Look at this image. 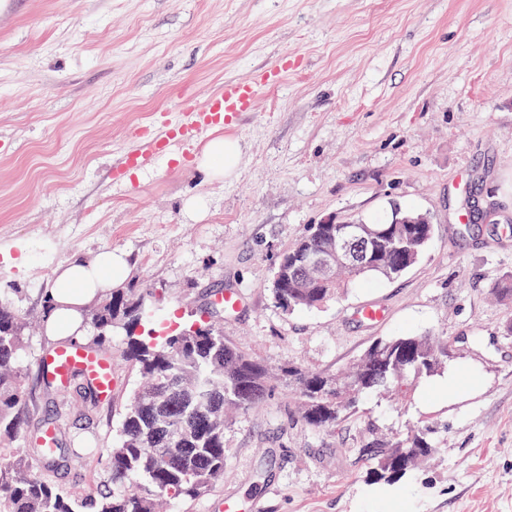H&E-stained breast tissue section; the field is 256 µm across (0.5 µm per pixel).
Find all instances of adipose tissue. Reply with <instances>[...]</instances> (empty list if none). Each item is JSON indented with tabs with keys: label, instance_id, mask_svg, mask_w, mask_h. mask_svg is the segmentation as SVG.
<instances>
[{
	"label": "adipose tissue",
	"instance_id": "obj_1",
	"mask_svg": "<svg viewBox=\"0 0 512 512\" xmlns=\"http://www.w3.org/2000/svg\"><path fill=\"white\" fill-rule=\"evenodd\" d=\"M240 156L239 142L220 135L205 145L197 166L208 179L225 180L236 174ZM129 272L126 254L117 249L99 253L90 261L74 258L58 266L46 292L54 303L45 324L46 335L83 336L85 309L122 287Z\"/></svg>",
	"mask_w": 512,
	"mask_h": 512
}]
</instances>
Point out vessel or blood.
Segmentation results:
<instances>
[{"label":"vessel or blood","mask_w":512,"mask_h":512,"mask_svg":"<svg viewBox=\"0 0 512 512\" xmlns=\"http://www.w3.org/2000/svg\"><path fill=\"white\" fill-rule=\"evenodd\" d=\"M277 78V72L268 71L247 80L225 82L223 88L202 103L184 98L181 109L189 114V122L162 125L147 141L148 150L162 156L167 154L171 144L184 145L193 141L201 129L231 124L243 113L254 111L263 88L272 85ZM51 361L58 385H65L73 371L81 370L93 380L102 395L111 394V361L96 357L76 344L58 348Z\"/></svg>","instance_id":"obj_1"}]
</instances>
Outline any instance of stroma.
I'll return each instance as SVG.
<instances>
[{
	"instance_id": "35a3bbf8",
	"label": "stroma",
	"mask_w": 512,
	"mask_h": 512,
	"mask_svg": "<svg viewBox=\"0 0 512 512\" xmlns=\"http://www.w3.org/2000/svg\"><path fill=\"white\" fill-rule=\"evenodd\" d=\"M281 64L256 111L219 130L242 147L232 179L198 169L206 132L189 158L113 179L136 134L180 119L181 98ZM195 196L208 209L192 219ZM470 198L496 223H472ZM396 205L435 225L418 264L322 308L275 307L277 258L310 225ZM111 249L164 325L239 293L224 336L273 369L334 375L382 337L447 342L444 374L399 402L362 396L328 431L277 385L226 426L223 482L165 512H512V305L491 295L512 272V0H0V301L40 310L58 265ZM370 305L382 321L362 318ZM112 367L111 398L67 397L63 445L84 454L63 486L94 488L108 467L139 384ZM453 375L476 383L450 389ZM410 424L436 456L371 484L365 444Z\"/></svg>"
}]
</instances>
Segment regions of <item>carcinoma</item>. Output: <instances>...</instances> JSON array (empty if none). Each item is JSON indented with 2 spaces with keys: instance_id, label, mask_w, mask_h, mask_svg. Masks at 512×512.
<instances>
[{
  "instance_id": "obj_1",
  "label": "carcinoma",
  "mask_w": 512,
  "mask_h": 512,
  "mask_svg": "<svg viewBox=\"0 0 512 512\" xmlns=\"http://www.w3.org/2000/svg\"><path fill=\"white\" fill-rule=\"evenodd\" d=\"M372 240L356 259L319 283L302 271V257L319 252L336 233L334 224H315L284 250L274 269L272 297L277 308H319L339 298L345 288L369 277L395 279L414 266L433 236L431 224H369ZM144 288H119L92 304L90 319L96 348L123 333V359L146 378L124 410L120 438L106 449L109 471L100 488L77 496L58 483L75 468L80 453L62 452V429L51 427V445L29 444L0 455V512H156L158 502L195 499L224 480V411H248L272 387L270 369L224 339L219 324L208 321L188 328H140V306L149 300ZM24 314L0 303V443L24 441L40 391L53 388L51 369L32 374L18 362L28 343ZM445 344L435 336L400 335L373 342L351 369L324 383L326 376L298 366L281 369L284 383L301 401V418L317 429H333L355 412L361 394L404 397L403 387L446 368ZM72 381L93 405L98 392L81 372ZM426 433L412 430L397 441L378 439L368 456L370 478L391 485L404 479L431 456Z\"/></svg>"
}]
</instances>
